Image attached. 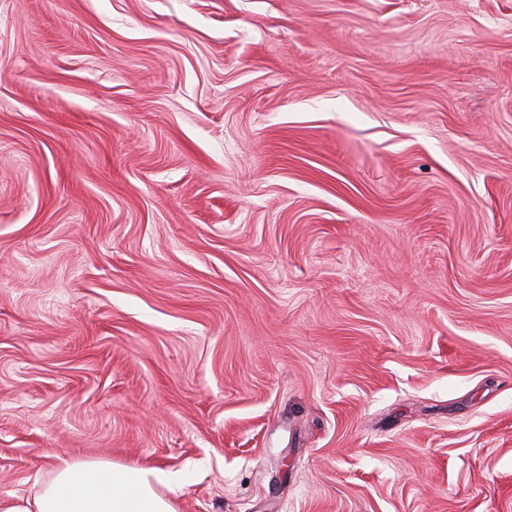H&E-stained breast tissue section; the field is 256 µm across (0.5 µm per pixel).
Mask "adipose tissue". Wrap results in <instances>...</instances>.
<instances>
[{"mask_svg":"<svg viewBox=\"0 0 512 512\" xmlns=\"http://www.w3.org/2000/svg\"><path fill=\"white\" fill-rule=\"evenodd\" d=\"M182 482L159 468L61 456L6 512H178L167 492Z\"/></svg>","mask_w":512,"mask_h":512,"instance_id":"ef3b65f1","label":"adipose tissue"}]
</instances>
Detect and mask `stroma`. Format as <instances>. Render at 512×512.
<instances>
[{"label":"stroma","mask_w":512,"mask_h":512,"mask_svg":"<svg viewBox=\"0 0 512 512\" xmlns=\"http://www.w3.org/2000/svg\"><path fill=\"white\" fill-rule=\"evenodd\" d=\"M512 512V0H0V512ZM181 484L159 468L59 456L50 476L4 512H178L162 489Z\"/></svg>","instance_id":"stroma-1"}]
</instances>
